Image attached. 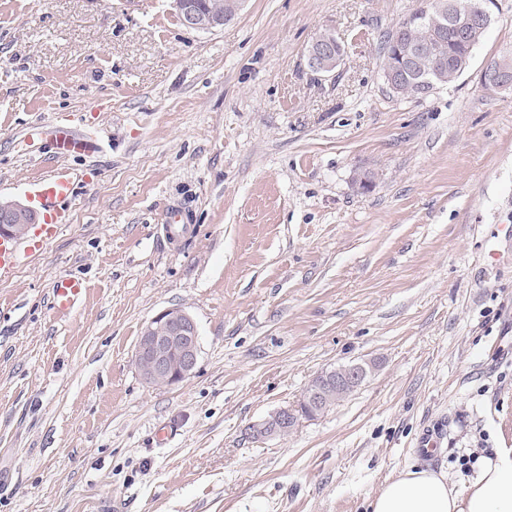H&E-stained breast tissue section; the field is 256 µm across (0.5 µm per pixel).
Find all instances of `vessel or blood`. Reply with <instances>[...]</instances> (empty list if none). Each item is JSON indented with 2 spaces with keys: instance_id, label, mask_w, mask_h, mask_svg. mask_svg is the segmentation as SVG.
<instances>
[{
  "instance_id": "b4317fda",
  "label": "vessel or blood",
  "mask_w": 512,
  "mask_h": 512,
  "mask_svg": "<svg viewBox=\"0 0 512 512\" xmlns=\"http://www.w3.org/2000/svg\"><path fill=\"white\" fill-rule=\"evenodd\" d=\"M50 145L60 156L85 153L91 148L87 139L64 129L57 132ZM77 180V175L70 168L60 167L30 184L29 197L40 211L42 222L23 241L0 237V275L12 271L23 257L38 253L58 236L62 224L67 221L68 206L75 196ZM85 291L83 279L68 274L59 276L52 287L54 308L61 313L69 312Z\"/></svg>"
}]
</instances>
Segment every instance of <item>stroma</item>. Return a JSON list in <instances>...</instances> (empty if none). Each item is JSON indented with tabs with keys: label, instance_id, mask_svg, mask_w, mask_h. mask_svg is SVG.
<instances>
[{
	"label": "stroma",
	"instance_id": "stroma-1",
	"mask_svg": "<svg viewBox=\"0 0 512 512\" xmlns=\"http://www.w3.org/2000/svg\"><path fill=\"white\" fill-rule=\"evenodd\" d=\"M497 4L469 68L417 99L380 48L420 0H245L209 32L172 0H0V201L83 175L60 235L0 276V512H368L405 466L460 485L472 451L512 448V92L480 81L512 59ZM328 30L347 53L323 78L305 52ZM60 128L97 150L52 156ZM64 274L87 293L62 315ZM173 306L198 362L151 386L137 341ZM353 361L374 369L343 400L251 436Z\"/></svg>",
	"mask_w": 512,
	"mask_h": 512
}]
</instances>
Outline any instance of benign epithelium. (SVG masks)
<instances>
[{
	"label": "benign epithelium",
	"mask_w": 512,
	"mask_h": 512,
	"mask_svg": "<svg viewBox=\"0 0 512 512\" xmlns=\"http://www.w3.org/2000/svg\"><path fill=\"white\" fill-rule=\"evenodd\" d=\"M242 0H224V12H202L194 0H174V6L182 24L195 31H211L233 20L241 8ZM475 18L476 26L485 29L491 22L490 11L480 8L473 14L463 10L458 0L448 2V22L457 30L458 37L466 40L472 30L464 27L465 21ZM345 52L344 44L336 35H323L308 47L306 62L309 68L321 76L336 72L337 53ZM487 81L499 90L512 86V66L497 61L486 67ZM37 213L30 207L15 201L0 202V236L23 237L30 225L36 223ZM200 352L198 328L193 317L182 308H169L160 312L147 323L139 336L135 352V365L141 378L152 386H172L191 376ZM357 388L367 379L369 369L364 363H350L338 371H326L318 375V384L331 383L335 374ZM300 407L282 408L269 418L250 425L251 433L258 438L279 435L293 429L299 418L319 413L320 389L308 391Z\"/></svg>",
	"instance_id": "obj_1"
}]
</instances>
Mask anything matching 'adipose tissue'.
Returning a JSON list of instances; mask_svg holds the SVG:
<instances>
[{"mask_svg":"<svg viewBox=\"0 0 512 512\" xmlns=\"http://www.w3.org/2000/svg\"><path fill=\"white\" fill-rule=\"evenodd\" d=\"M370 512H512V450L480 456L464 488L428 468L407 466L387 480Z\"/></svg>","mask_w":512,"mask_h":512,"instance_id":"ef3b65f1","label":"adipose tissue"}]
</instances>
